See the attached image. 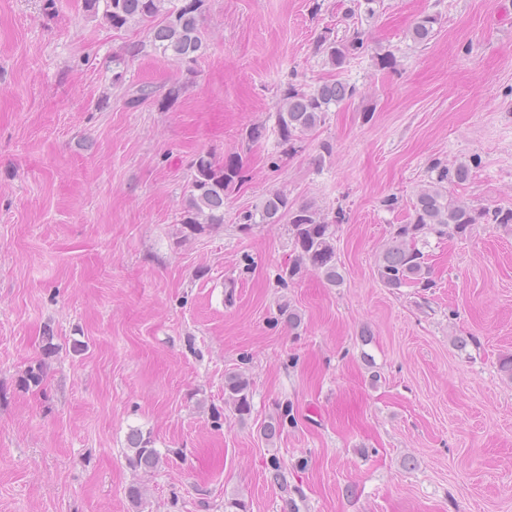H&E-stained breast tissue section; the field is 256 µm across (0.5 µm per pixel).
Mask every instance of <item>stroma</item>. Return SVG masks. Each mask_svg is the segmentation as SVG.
<instances>
[{"label": "stroma", "mask_w": 512, "mask_h": 512, "mask_svg": "<svg viewBox=\"0 0 512 512\" xmlns=\"http://www.w3.org/2000/svg\"><path fill=\"white\" fill-rule=\"evenodd\" d=\"M337 4L206 0L197 62L148 47L119 71L145 24L112 29L83 0H0V512H224L230 498L247 512H512V228L431 239L424 296L385 288L375 266L432 160L477 159L455 195L512 207V0H382L362 27L394 52L384 71L372 51L338 71L315 56L342 31ZM432 13L435 36L413 43ZM293 75L358 93L287 152L273 127ZM144 85L181 93L128 107ZM252 123L268 132L247 143ZM199 152L241 155L245 180L220 228L185 237ZM273 189L344 211L341 286L312 270L277 286L287 225L235 222ZM391 194L402 209L384 207ZM231 371L253 381L243 421L224 403ZM285 404L291 421L266 440ZM133 428L154 438L157 472L127 467ZM440 24L438 14H425L421 16L410 31V38L419 44H427L434 37Z\"/></svg>", "instance_id": "obj_1"}]
</instances>
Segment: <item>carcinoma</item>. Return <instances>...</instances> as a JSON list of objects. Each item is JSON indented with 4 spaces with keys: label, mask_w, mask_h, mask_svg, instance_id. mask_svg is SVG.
<instances>
[{
    "label": "carcinoma",
    "mask_w": 512,
    "mask_h": 512,
    "mask_svg": "<svg viewBox=\"0 0 512 512\" xmlns=\"http://www.w3.org/2000/svg\"><path fill=\"white\" fill-rule=\"evenodd\" d=\"M165 0H84L85 11L102 17L114 29L131 22L147 24V42L130 47V57L145 46L163 55L192 63L204 53L205 35L201 17L205 0H176L167 8ZM381 0H348L341 12L343 36L320 37L314 53L335 70L359 57L369 44L359 17L372 18ZM440 24L437 14L421 16L410 31L419 44L428 43ZM357 94L355 86L340 79L315 85L288 82L283 88L276 112V128L280 144L294 148L296 142L325 124L331 108L343 105ZM191 178L181 205L180 224L191 233H201L224 224V201L243 178L239 155L217 160L210 153H200L190 162ZM471 174L466 162L448 165L436 159L428 167V180L417 193L409 209L406 223L397 224L389 242L376 263V273L384 287L398 290L418 288L427 292L436 287L428 265L425 248L432 236L465 239L476 224H499L512 227V207L479 206L453 195L451 189L465 183ZM243 231L258 224H286L293 244L294 257L280 269L277 282L284 288L308 270L318 272L328 285L338 287L344 281L343 267L336 258V224L313 203L298 204L281 189L265 195L261 204L243 210L235 217ZM224 404L239 419L251 415V381L242 372H229L224 377ZM288 419V410L263 426L266 439L275 438ZM127 466L135 473L148 474L163 463V455L154 447L151 434L132 428L127 435Z\"/></svg>",
    "instance_id": "1"
}]
</instances>
